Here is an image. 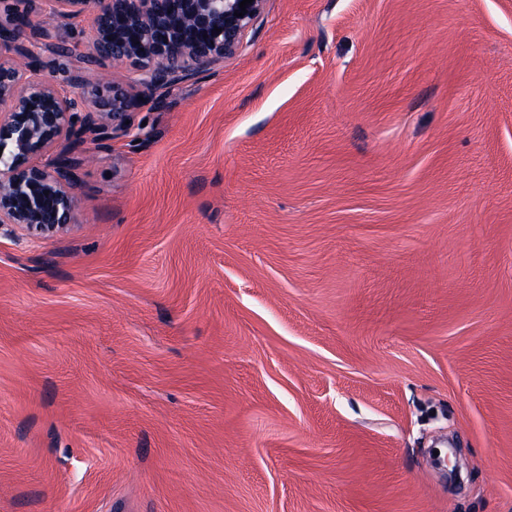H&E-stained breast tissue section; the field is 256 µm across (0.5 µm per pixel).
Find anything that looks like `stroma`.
Returning <instances> with one entry per match:
<instances>
[{
  "mask_svg": "<svg viewBox=\"0 0 512 512\" xmlns=\"http://www.w3.org/2000/svg\"><path fill=\"white\" fill-rule=\"evenodd\" d=\"M22 13L132 132L0 235V512H512V0H266L156 99Z\"/></svg>",
  "mask_w": 512,
  "mask_h": 512,
  "instance_id": "obj_1",
  "label": "stroma"
}]
</instances>
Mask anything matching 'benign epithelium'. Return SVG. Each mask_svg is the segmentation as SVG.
I'll return each instance as SVG.
<instances>
[{"instance_id": "benign-epithelium-1", "label": "benign epithelium", "mask_w": 512, "mask_h": 512, "mask_svg": "<svg viewBox=\"0 0 512 512\" xmlns=\"http://www.w3.org/2000/svg\"><path fill=\"white\" fill-rule=\"evenodd\" d=\"M241 0H49L62 17L86 18L84 34L94 60L128 62L143 75L149 94L236 52L260 17L265 0L244 16ZM38 21L28 14L0 23V230L51 238L77 222L73 151L129 134L132 100L112 94L91 98L79 111L75 99L22 70L11 54L36 58ZM65 146L50 166L38 158Z\"/></svg>"}]
</instances>
